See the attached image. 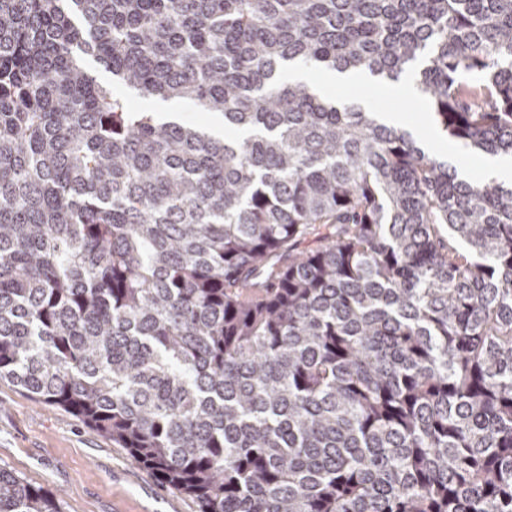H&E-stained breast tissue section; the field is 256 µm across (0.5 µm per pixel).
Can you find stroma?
I'll return each instance as SVG.
<instances>
[{"label":"stroma","instance_id":"1","mask_svg":"<svg viewBox=\"0 0 512 512\" xmlns=\"http://www.w3.org/2000/svg\"><path fill=\"white\" fill-rule=\"evenodd\" d=\"M343 99L403 113L419 142L440 132L436 117L416 95L384 94L359 85ZM0 467L32 485L59 491L62 512H198L192 498L135 464L126 449L90 431L69 412L36 403L5 380H0Z\"/></svg>","mask_w":512,"mask_h":512}]
</instances>
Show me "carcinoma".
I'll list each match as a JSON object with an SVG mask.
<instances>
[{
	"mask_svg": "<svg viewBox=\"0 0 512 512\" xmlns=\"http://www.w3.org/2000/svg\"><path fill=\"white\" fill-rule=\"evenodd\" d=\"M290 64L512 155V0H0V379L199 512H512V186ZM372 79L373 78H370L366 74L329 71L325 75L323 82L318 85V90L338 95L342 91L352 87L343 94L342 98L338 97V100L357 105H361V103L364 102L368 105H374L381 108L385 113L393 112L387 114V116L383 118V122L388 125L401 127L403 123L402 117L400 114L395 112H402L406 116L408 124V129L402 128V130L415 134L418 137L417 141L425 147L431 158L440 162H448V165L457 167L454 162L448 158L449 148L452 150V153L458 156L459 154L465 156L466 161L459 159L462 163L471 164V171H469L468 175L465 176L466 178L464 179L471 182L485 179L477 166V162L483 155L474 156L472 154H465L461 152L462 150L459 146L441 132L434 113H432L419 99L418 95L392 94L399 92H412L415 88L414 83L394 85L391 82L375 83ZM366 85L374 86L382 93ZM439 133L443 136V142L440 147L435 149L428 148L425 145V142L434 139ZM443 146H447V151ZM129 100H133L138 104V110L150 109L152 112H156V115L161 118L173 116L182 123L204 125L224 133V126L218 118L198 112L197 109L190 104L176 101H145L134 95H129L128 101Z\"/></svg>",
	"mask_w": 512,
	"mask_h": 512,
	"instance_id": "1",
	"label": "carcinoma"
}]
</instances>
